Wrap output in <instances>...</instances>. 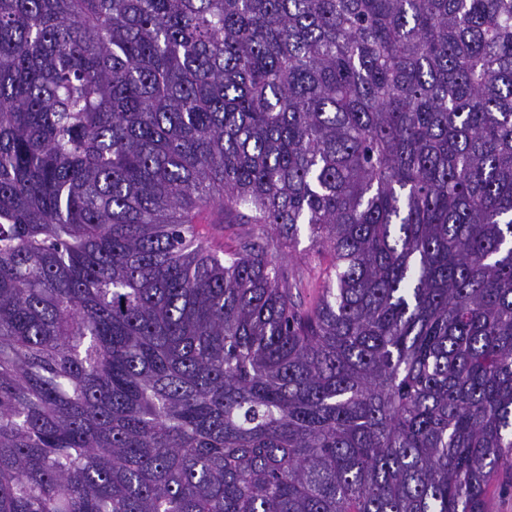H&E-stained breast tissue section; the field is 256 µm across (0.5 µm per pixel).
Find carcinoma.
<instances>
[{
    "label": "carcinoma",
    "mask_w": 512,
    "mask_h": 512,
    "mask_svg": "<svg viewBox=\"0 0 512 512\" xmlns=\"http://www.w3.org/2000/svg\"><path fill=\"white\" fill-rule=\"evenodd\" d=\"M504 470L512 0H0V512H486ZM311 247V241L309 240L308 233L305 229H302L299 237H298V243L296 244V247L293 249H288V247L282 248V255L285 256L286 261L290 266L298 267L299 270L305 275L306 279L311 280V277H308V269H307V256L306 253L309 252V249Z\"/></svg>",
    "instance_id": "1"
}]
</instances>
